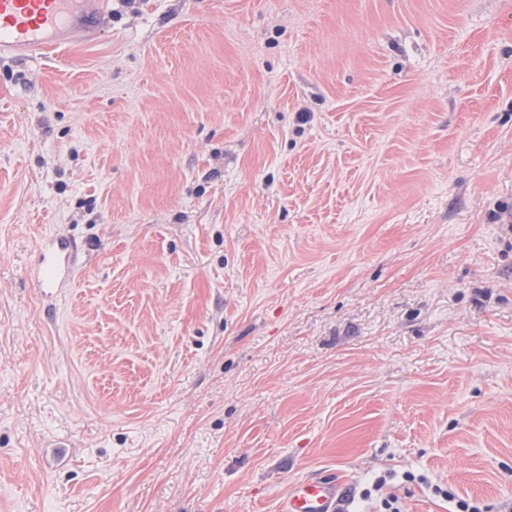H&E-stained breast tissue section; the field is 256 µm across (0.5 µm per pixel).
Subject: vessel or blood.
<instances>
[{"mask_svg":"<svg viewBox=\"0 0 512 512\" xmlns=\"http://www.w3.org/2000/svg\"><path fill=\"white\" fill-rule=\"evenodd\" d=\"M107 11L104 0H0V58L72 43ZM79 247L56 234L42 237L31 274L45 297L71 287ZM345 493L336 481L313 477L290 486L280 512H343Z\"/></svg>","mask_w":512,"mask_h":512,"instance_id":"b4317fda","label":"vessel or blood"}]
</instances>
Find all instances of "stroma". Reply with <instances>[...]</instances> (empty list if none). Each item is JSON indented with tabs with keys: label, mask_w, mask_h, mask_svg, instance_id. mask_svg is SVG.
Segmentation results:
<instances>
[{
	"label": "stroma",
	"mask_w": 512,
	"mask_h": 512,
	"mask_svg": "<svg viewBox=\"0 0 512 512\" xmlns=\"http://www.w3.org/2000/svg\"><path fill=\"white\" fill-rule=\"evenodd\" d=\"M381 476L512 506V0H112L0 59V512ZM79 247L69 237L48 234L37 247L31 281L50 298L62 288L71 287L78 264Z\"/></svg>",
	"instance_id": "stroma-1"
}]
</instances>
